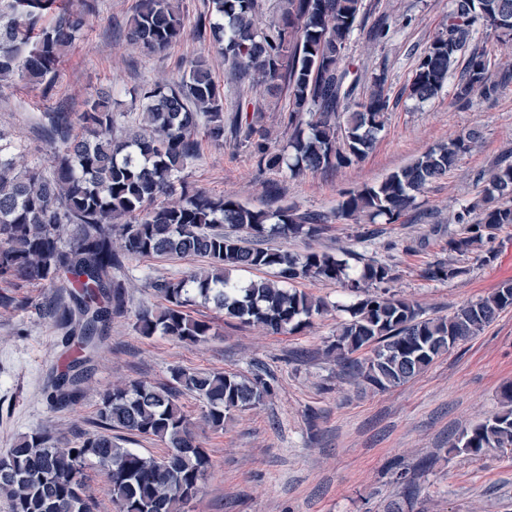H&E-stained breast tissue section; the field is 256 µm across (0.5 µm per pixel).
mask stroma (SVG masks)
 <instances>
[{"instance_id": "stroma-1", "label": "stroma", "mask_w": 512, "mask_h": 512, "mask_svg": "<svg viewBox=\"0 0 512 512\" xmlns=\"http://www.w3.org/2000/svg\"><path fill=\"white\" fill-rule=\"evenodd\" d=\"M92 9L70 53L48 83L37 87L0 83V131L21 148L17 163L48 168L51 113L80 112L87 100L110 95L120 125L137 116L141 90L176 78L191 58L208 53L224 89V110L255 99L249 85L228 80L229 64L196 36L208 0H182L185 34L161 54L147 55L125 38L136 0H91ZM452 0H363L365 20L356 27L344 63L358 75V95L374 76L386 77L388 119L373 149L348 168L295 179L261 169L255 158L225 135L223 145L201 141L199 157L185 170L191 185L217 196L261 206L266 185L278 201L327 212L343 191L380 181L449 137L478 129L480 138L443 179L418 196L396 223L377 219L378 236L363 238L362 225L336 220L317 242L329 252L344 247L392 265L391 292L445 316L512 281V226L498 232L493 258H462L467 274L448 283L427 280L429 262L448 257V238L458 230L453 214L474 202L478 176L512 153V81L489 97L457 103V74L427 103L409 99L419 56L441 32ZM389 32L372 41L378 19ZM193 258L148 257L112 271L125 284L131 305L155 303L148 278H179L199 267ZM69 302L61 285L13 286L0 281V456L22 434L45 431L68 440L97 430L103 395L113 384L142 380L163 385L175 367L232 371L253 376L264 368L272 396L255 408L227 415L224 428L201 420L203 403L184 393L179 402L214 467L202 493L186 512H383L401 496L414 512H512V455L481 460L453 455L449 445L463 430L498 407L504 383L512 382V308L485 330L436 359L419 378L388 391L360 390L340 376L325 345L341 315L329 310L313 327L288 335L241 329L212 308H193L212 321L208 341L187 347L167 336L145 338L132 328V314L114 318L89 364L76 402L48 399L52 369L65 349L58 325ZM405 481H397L398 472Z\"/></svg>"}]
</instances>
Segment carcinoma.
<instances>
[{
	"instance_id": "1",
	"label": "carcinoma",
	"mask_w": 512,
	"mask_h": 512,
	"mask_svg": "<svg viewBox=\"0 0 512 512\" xmlns=\"http://www.w3.org/2000/svg\"><path fill=\"white\" fill-rule=\"evenodd\" d=\"M89 8L87 3L77 8L75 0H8L0 10V80L17 76L28 85L44 83L83 28ZM259 9V0H212L209 19L199 21L196 31L200 41L214 44L232 61L235 78L288 94L281 117L292 130L286 146L271 148L257 105L252 113H235L240 144L260 167L277 174L351 166L373 147L389 110L383 76L373 78L370 93L359 101L358 77L341 67L362 0H281L280 16L264 27L255 24ZM477 23L512 36V0H453L445 30L420 56L410 99L423 104L441 91ZM183 33L177 0H137L128 37L143 51L163 53ZM490 66L484 53L471 51L455 100L467 103L498 92L501 84L493 81ZM142 98L141 123L121 131L105 97L90 101L83 112L57 113L49 176L38 166L17 168L16 145L0 135V280L52 285L60 274L70 275L74 308L60 325L82 345L94 344L112 317L128 312L125 286L112 279V268L140 257H194L206 263L182 278L152 281L161 305L134 312L138 335L169 336L188 347L211 335V323L189 312L199 299L243 326L293 334L326 307L293 284L310 278L341 284L355 300L336 305L346 318L336 326L326 355L378 391L416 379L512 307V283H505L448 317H428L417 304L389 294L386 285L395 273L386 263L363 262L352 276L350 260L362 262L355 254L313 247L291 253L265 245L272 237L313 242L329 216L214 197L181 177L197 158L198 136L224 144V91L208 59H192L175 81L146 89ZM479 137L476 130L459 134L380 182L344 192L336 216L397 222ZM453 222L461 230L448 238V252L489 261L497 231L512 225V164L492 169L481 197L461 208ZM63 224L81 225L67 244L59 233ZM235 271H272L275 278L242 282L233 277ZM467 272L450 259L428 264L423 276L445 283ZM363 348L371 350L366 361L352 358ZM171 377V385L163 387L143 381L112 386L99 412L101 431L78 441L61 444L39 431L20 435L0 458V497L8 512H92L85 485L90 467L105 473L117 512H185L213 463L177 404V393L203 400L206 423L222 430L226 414L257 407L271 388L258 373L246 379L177 368ZM86 380L85 361L72 359L53 381L50 400L75 401ZM114 431L158 440L167 453L145 456L122 446ZM450 451L473 459L512 453L511 382L499 390L498 409L463 432Z\"/></svg>"
}]
</instances>
